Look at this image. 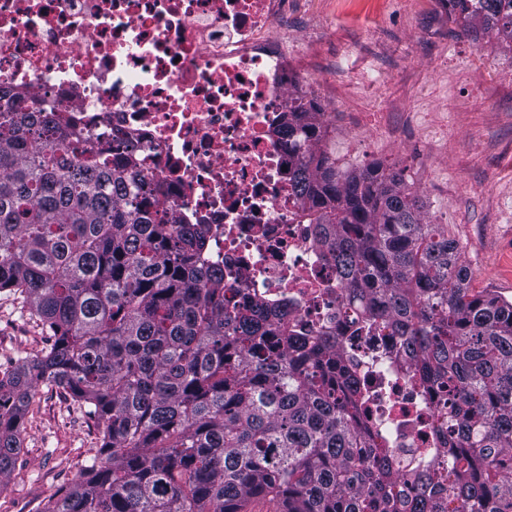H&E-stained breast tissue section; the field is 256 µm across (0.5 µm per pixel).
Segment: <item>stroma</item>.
<instances>
[{"mask_svg": "<svg viewBox=\"0 0 512 512\" xmlns=\"http://www.w3.org/2000/svg\"><path fill=\"white\" fill-rule=\"evenodd\" d=\"M289 49L321 47L336 84L321 105L324 150L340 171L400 169L426 223L458 244L473 288L512 300V44L444 23L438 0H306ZM45 337L21 301L0 293V373ZM0 512H42L82 475L100 436L63 390H37Z\"/></svg>", "mask_w": 512, "mask_h": 512, "instance_id": "1", "label": "stroma"}]
</instances>
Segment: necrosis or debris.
I'll list each match as a JSON object with an SVG mask.
<instances>
[{
	"label": "necrosis or debris",
	"mask_w": 512,
	"mask_h": 512,
	"mask_svg": "<svg viewBox=\"0 0 512 512\" xmlns=\"http://www.w3.org/2000/svg\"><path fill=\"white\" fill-rule=\"evenodd\" d=\"M291 0H0V89L17 109L54 101L69 135L118 138L160 187L153 209L197 224L199 265L286 312L299 336H335L366 423L400 478L443 462L437 396L414 377L401 339L349 300L294 192L320 143L282 133L298 90L283 24Z\"/></svg>",
	"instance_id": "4bbe7bcc"
}]
</instances>
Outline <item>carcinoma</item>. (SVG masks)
I'll list each match as a JSON object with an SVG mask.
<instances>
[{"instance_id": "cac0c4a2", "label": "carcinoma", "mask_w": 512, "mask_h": 512, "mask_svg": "<svg viewBox=\"0 0 512 512\" xmlns=\"http://www.w3.org/2000/svg\"><path fill=\"white\" fill-rule=\"evenodd\" d=\"M448 21L512 44V0H440ZM316 100L295 97L288 141L317 139ZM55 106L0 93V292L28 305L46 346L0 375V482L22 448L31 395L87 407L101 447L44 512H512V301L471 288L457 242L420 218L403 174L304 159L298 195L344 292L390 323L443 405L448 467L399 481L361 421L336 341L296 336L224 272L195 261L204 232L166 223L137 161L55 144Z\"/></svg>"}]
</instances>
